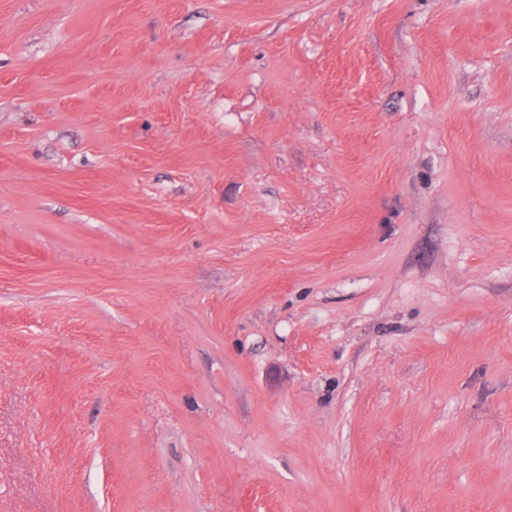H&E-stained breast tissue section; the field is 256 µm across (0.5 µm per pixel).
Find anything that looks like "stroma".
Masks as SVG:
<instances>
[{
  "mask_svg": "<svg viewBox=\"0 0 512 512\" xmlns=\"http://www.w3.org/2000/svg\"><path fill=\"white\" fill-rule=\"evenodd\" d=\"M0 512H512V0H0Z\"/></svg>",
  "mask_w": 512,
  "mask_h": 512,
  "instance_id": "stroma-1",
  "label": "stroma"
}]
</instances>
